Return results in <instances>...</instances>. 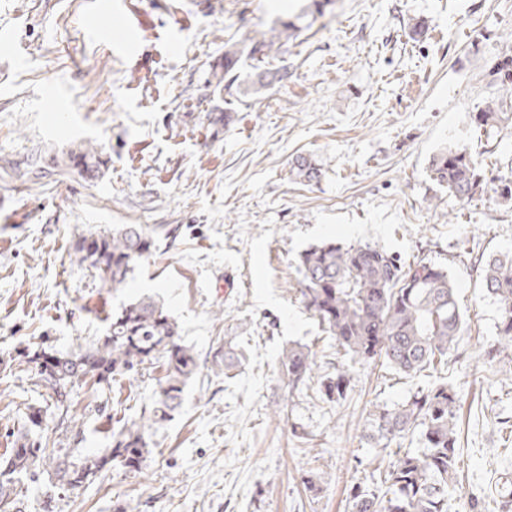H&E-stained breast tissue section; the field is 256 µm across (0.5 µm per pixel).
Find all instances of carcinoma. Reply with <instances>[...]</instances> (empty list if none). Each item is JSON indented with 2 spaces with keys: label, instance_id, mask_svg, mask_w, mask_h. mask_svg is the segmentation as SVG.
<instances>
[{
  "label": "carcinoma",
  "instance_id": "1",
  "mask_svg": "<svg viewBox=\"0 0 512 512\" xmlns=\"http://www.w3.org/2000/svg\"><path fill=\"white\" fill-rule=\"evenodd\" d=\"M295 32L291 21L260 32L243 50L231 45L224 50V67L211 70L208 88L219 92L237 80L242 55L258 62L278 54ZM489 75L496 95L474 115V123L493 138L512 124V48L500 53ZM286 74L262 71L246 88L257 94ZM66 167L87 180L101 174L102 147L81 145L63 158ZM434 180L460 200L485 193L487 182L479 164L464 149L447 148L430 160ZM295 176L311 181L321 169L302 158ZM494 198L512 201V176H503L492 188ZM151 235L141 224H118L99 234L83 235L76 246L80 262L107 275L114 290L128 285L136 263L149 252ZM300 278L296 292L322 331L336 342L342 358L360 364L381 363L409 377L438 370L464 332L463 320L448 269L419 260L405 264L379 245L341 244L324 241L302 252L297 260ZM486 294L498 306V344L482 354L488 361L512 352V255H490L481 267ZM243 354L231 342L216 353L212 367L230 371ZM27 363L51 390V406L59 424L71 426L69 408L75 386L108 383L118 377H135L161 365L162 375L150 403L138 417L112 433V447L99 453L61 448L41 424L42 408H32L28 422L16 436L15 447L0 461V512H20L14 481L47 474L53 487L73 490L113 467L140 472L150 454L151 437L176 412L184 388L198 373L200 359L184 344L178 324L154 298L140 297L112 314L105 336L88 347L56 351L41 346L27 354ZM281 375L289 394L299 393L316 379L331 402L344 401L352 391L344 367L320 375L311 348L302 344L284 347L279 357ZM455 388L439 382L414 393L404 403L377 406L366 418L362 440L368 448L398 445L388 467L371 475L373 488L351 487V512H448L450 489L455 487L458 447ZM420 435V448H403L402 441Z\"/></svg>",
  "mask_w": 512,
  "mask_h": 512
}]
</instances>
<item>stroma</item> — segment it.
Returning <instances> with one entry per match:
<instances>
[{"mask_svg": "<svg viewBox=\"0 0 512 512\" xmlns=\"http://www.w3.org/2000/svg\"><path fill=\"white\" fill-rule=\"evenodd\" d=\"M282 20L297 30L264 65L286 79L247 93L255 62L245 58L231 90L192 102L225 43L245 47ZM110 37L124 48L107 49ZM510 47L512 0H327L319 15L311 0H0V455L31 406L44 407L42 426L61 447L111 446L160 369L76 387L72 433L46 409L49 391L24 353L89 345L140 296L164 305L202 365L142 473L117 467L56 492L47 476L25 478L21 512H41L49 491L56 512H347L350 487L389 463L361 441L369 412L430 378L349 362L346 402L326 401L315 382L289 394L283 346L336 359L296 293L299 254L327 240L447 267L467 321L441 370L461 405L449 512H468L474 498L500 512L512 359L474 352L497 340L478 260L512 251V203L451 196L429 161L459 147L486 176L512 173V125L495 142L472 120L496 91L492 59ZM225 110L231 122L213 124ZM89 141L107 160L97 180L56 165ZM299 156L316 160L319 179L292 176ZM115 224L157 230L119 292L75 252L79 236ZM228 338L246 354L229 377L210 368Z\"/></svg>", "mask_w": 512, "mask_h": 512, "instance_id": "35a3bbf8", "label": "stroma"}]
</instances>
